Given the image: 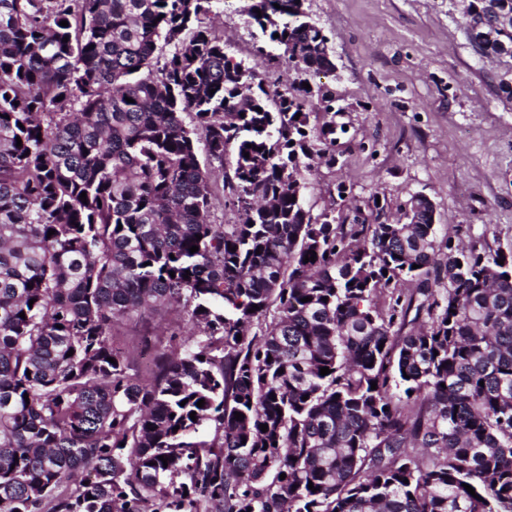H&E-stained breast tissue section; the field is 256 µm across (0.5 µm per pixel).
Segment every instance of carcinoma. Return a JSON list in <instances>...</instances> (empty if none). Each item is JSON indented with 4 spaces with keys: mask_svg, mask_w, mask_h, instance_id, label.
Segmentation results:
<instances>
[{
    "mask_svg": "<svg viewBox=\"0 0 512 512\" xmlns=\"http://www.w3.org/2000/svg\"><path fill=\"white\" fill-rule=\"evenodd\" d=\"M219 2L0 0V512H512V252L438 237L415 195L403 224L313 214L328 36L252 0L288 48L255 56L294 74L252 86ZM493 3L509 26L473 47L512 72V0L469 12ZM231 152L219 186L199 155ZM174 304L191 336L114 345ZM158 322V316L147 314L140 316L138 314H134L124 322V327L122 329L124 336H119V340L121 342H129L137 340L144 334L154 336V334L158 332Z\"/></svg>",
    "mask_w": 512,
    "mask_h": 512,
    "instance_id": "cac0c4a2",
    "label": "carcinoma"
}]
</instances>
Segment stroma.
Returning <instances> with one entry per match:
<instances>
[{
  "label": "stroma",
  "mask_w": 512,
  "mask_h": 512,
  "mask_svg": "<svg viewBox=\"0 0 512 512\" xmlns=\"http://www.w3.org/2000/svg\"><path fill=\"white\" fill-rule=\"evenodd\" d=\"M222 0L212 25L246 66L256 27ZM330 39L335 69L310 80V121L336 128L335 161L304 172V202L346 221L390 222L420 193L435 221L465 242L512 250V98L504 71L480 57L454 0H306ZM347 194L338 197L337 185Z\"/></svg>",
  "instance_id": "obj_1"
}]
</instances>
